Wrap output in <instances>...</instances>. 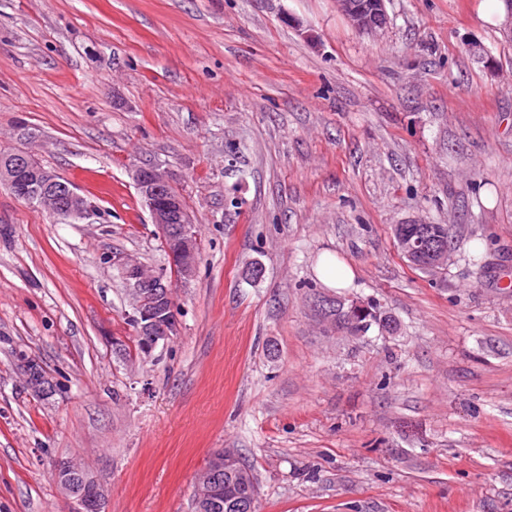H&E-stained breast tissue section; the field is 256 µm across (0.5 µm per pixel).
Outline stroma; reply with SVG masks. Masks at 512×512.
<instances>
[{
    "label": "stroma",
    "mask_w": 512,
    "mask_h": 512,
    "mask_svg": "<svg viewBox=\"0 0 512 512\" xmlns=\"http://www.w3.org/2000/svg\"><path fill=\"white\" fill-rule=\"evenodd\" d=\"M479 6L387 0L371 35L336 0H0V149L99 209L71 224L0 186V512H67L60 458L105 512H190L222 448L257 512H512V23ZM148 161L201 259L131 361L122 265L169 272L129 174ZM397 224L448 225L453 263L414 268ZM326 252L396 334L323 322ZM18 361L27 390L35 396L48 398L55 386L51 375L34 358L21 356Z\"/></svg>",
    "instance_id": "35a3bbf8"
}]
</instances>
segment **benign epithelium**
Segmentation results:
<instances>
[{"label": "benign epithelium", "instance_id": "1", "mask_svg": "<svg viewBox=\"0 0 512 512\" xmlns=\"http://www.w3.org/2000/svg\"><path fill=\"white\" fill-rule=\"evenodd\" d=\"M341 13L352 28L375 34L389 23L386 0H336ZM135 187L148 209L157 236L166 240L167 253L179 278H193L199 260L193 217L183 197L172 191V179L160 163L144 162L132 171ZM0 185L20 199L36 200L48 212L64 220L89 222L97 213L96 205L79 193L53 170L33 164L28 151L0 152ZM397 246L408 262L434 272L446 269L453 257L448 240L433 224H398L395 226ZM123 275L135 309V325L144 353H151L158 343L168 338L175 322V299L171 285L164 277L143 271L136 263H125ZM322 318L331 325L362 316L365 305L348 304L341 297L317 300ZM18 368L24 384L33 395L49 397L54 390L51 375L34 358L22 356ZM247 480L248 471L231 450L214 451L208 465L198 476L192 497V512H224L222 475ZM52 477L70 507L67 512H104V493L87 471L70 459L55 462Z\"/></svg>", "mask_w": 512, "mask_h": 512}]
</instances>
